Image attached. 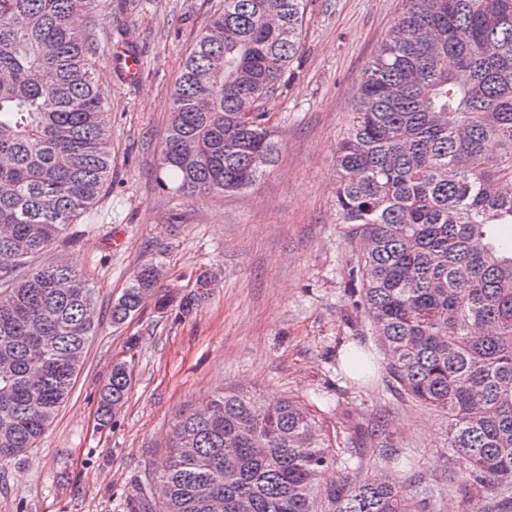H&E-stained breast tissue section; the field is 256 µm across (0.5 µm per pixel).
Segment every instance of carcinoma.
Segmentation results:
<instances>
[{"label":"carcinoma","mask_w":512,"mask_h":512,"mask_svg":"<svg viewBox=\"0 0 512 512\" xmlns=\"http://www.w3.org/2000/svg\"><path fill=\"white\" fill-rule=\"evenodd\" d=\"M367 62L336 147V207L366 247L350 296L395 391L445 414L469 500L512 512V0H404ZM308 0H224L182 59L160 143L157 185L187 198L255 185L277 152L265 113L241 112L286 86ZM105 0H0V459L36 447L69 397L95 332L97 300L63 263L26 269L97 202L112 169V112L99 94L94 28ZM83 13L89 26L75 16ZM112 305L122 324L146 303L182 314L209 291H161L158 266ZM357 375L375 359L355 350ZM129 366L101 389L108 420ZM382 466L415 453L377 435ZM306 405L223 390L182 417L153 474L159 512H421L452 489L366 474ZM341 479L320 490L321 474Z\"/></svg>","instance_id":"carcinoma-1"}]
</instances>
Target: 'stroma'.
<instances>
[{
	"label": "stroma",
	"mask_w": 512,
	"mask_h": 512,
	"mask_svg": "<svg viewBox=\"0 0 512 512\" xmlns=\"http://www.w3.org/2000/svg\"><path fill=\"white\" fill-rule=\"evenodd\" d=\"M97 35L140 51L141 76L122 81L98 63L112 113V180L91 213L70 225L34 265L60 261L95 289L99 326L71 394L36 448L0 461V512H157L146 478L172 428L221 389L305 403L327 434L370 448L374 429L413 449L418 470L445 487L458 480L447 420L397 398L378 381L340 391L330 358L375 347L345 291L358 253L336 213V146L345 136L364 68L402 17L403 0H310L287 85L271 94L278 154L271 171L237 193L187 199L157 188L158 147L181 59L219 0H109ZM158 263L163 286L191 290L210 271L209 299L186 315L145 304L126 323L113 302L140 266ZM132 363L123 406L101 423L99 394L116 361ZM327 393L329 404L314 400Z\"/></svg>",
	"instance_id": "1"
}]
</instances>
